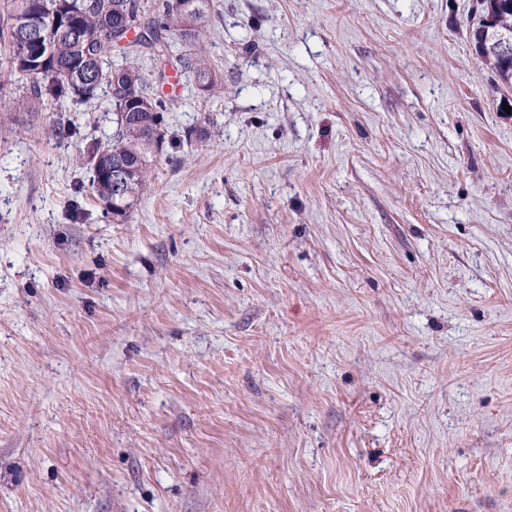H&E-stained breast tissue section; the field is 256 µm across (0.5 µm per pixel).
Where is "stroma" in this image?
I'll use <instances>...</instances> for the list:
<instances>
[{
	"mask_svg": "<svg viewBox=\"0 0 512 512\" xmlns=\"http://www.w3.org/2000/svg\"><path fill=\"white\" fill-rule=\"evenodd\" d=\"M476 0H215L140 62L133 213L0 62V512H512V113ZM68 116L74 135L57 131Z\"/></svg>",
	"mask_w": 512,
	"mask_h": 512,
	"instance_id": "stroma-1",
	"label": "stroma"
}]
</instances>
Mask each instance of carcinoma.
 <instances>
[{
	"label": "carcinoma",
	"instance_id": "1",
	"mask_svg": "<svg viewBox=\"0 0 512 512\" xmlns=\"http://www.w3.org/2000/svg\"><path fill=\"white\" fill-rule=\"evenodd\" d=\"M212 0H160L149 6L142 0H3L0 3V41L8 49L11 71L26 80V99L31 110L53 100H68L77 107L104 95L108 97L116 137L107 143L90 148L89 161L97 166L98 156L116 151L125 159L128 178L136 196H141L149 181L154 158L163 149L166 133L162 129L167 102L152 95L151 84L142 74L136 56L147 49L152 54L164 55L168 37L176 36L187 45L178 58L180 68L206 84L211 91L218 86L209 60L202 47V22L211 9ZM129 9L131 38L112 32L118 21L117 11ZM54 15L64 29L57 30L50 40L51 55L48 64L39 70L25 64L38 50L34 44L24 45L9 37L4 25L19 18L40 19ZM471 38L477 58L490 67L495 75L494 89L501 95L512 93V55L498 51L489 38L493 29L512 33V0H478L470 18ZM121 48L129 56L122 65L112 62L114 49ZM93 57L96 73L102 76L98 89L88 95L77 94L67 73L82 70L84 54ZM133 90L137 103L129 106L112 98V77ZM93 192L111 212L112 183L110 177L93 173Z\"/></svg>",
	"mask_w": 512,
	"mask_h": 512
}]
</instances>
